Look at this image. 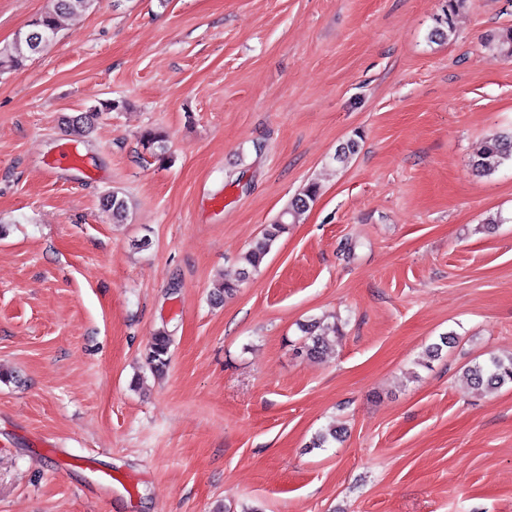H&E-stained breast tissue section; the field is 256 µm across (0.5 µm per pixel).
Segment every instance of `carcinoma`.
<instances>
[{
    "mask_svg": "<svg viewBox=\"0 0 512 512\" xmlns=\"http://www.w3.org/2000/svg\"><path fill=\"white\" fill-rule=\"evenodd\" d=\"M460 0H448L443 16L436 20V25L430 31V40L446 41L453 32V15ZM102 4V0H52V7L37 17L29 28L18 33L10 44L0 47V74L16 71L25 63L41 53V46L35 44L31 34L38 33L44 40L53 41L58 33L61 21L67 17L78 16ZM489 48L497 55L512 58V28H508L489 42ZM92 112L70 116L64 126L72 134L87 137L93 126ZM144 144L154 155L162 157L166 154L167 145L164 134L153 131L144 136ZM358 141L350 139L341 144L333 156V160L341 167L346 166L358 151ZM512 163V133H500L488 137L472 159V168L482 174L491 175L505 163ZM319 187L310 183L292 198L280 216L263 229L262 234L254 239L249 248L240 258L238 278L222 284L218 300H223L237 292L240 283L256 274L270 253L273 244L284 233L288 226L299 221L316 202ZM101 206L112 216V223H126L130 213V203L125 195L111 191L103 195ZM304 340L301 353L309 358L322 359L327 354L330 338L339 334L336 323L325 322L321 319L311 320L300 326ZM172 339L164 330H159L152 336L146 354V365L154 373L164 372ZM468 384L476 390L493 391L506 384H512V353L499 356L492 355L488 360L476 361L467 366L464 371ZM342 429L331 426L317 432L309 443L311 448H327L341 438Z\"/></svg>",
    "mask_w": 512,
    "mask_h": 512,
    "instance_id": "1",
    "label": "carcinoma"
}]
</instances>
